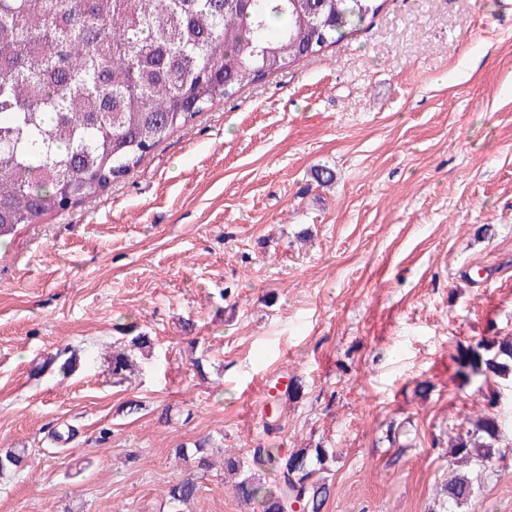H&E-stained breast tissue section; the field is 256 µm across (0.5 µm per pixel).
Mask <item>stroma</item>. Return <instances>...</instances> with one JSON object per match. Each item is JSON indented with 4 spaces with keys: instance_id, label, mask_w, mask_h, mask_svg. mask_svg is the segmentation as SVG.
I'll return each mask as SVG.
<instances>
[{
    "instance_id": "1",
    "label": "stroma",
    "mask_w": 512,
    "mask_h": 512,
    "mask_svg": "<svg viewBox=\"0 0 512 512\" xmlns=\"http://www.w3.org/2000/svg\"><path fill=\"white\" fill-rule=\"evenodd\" d=\"M334 179L317 186L314 171ZM150 355L112 376L138 334ZM512 336V0H386L0 254V512H169L203 438L327 448L324 512H441ZM74 357L72 370L52 365ZM298 384L271 403L266 386ZM279 427L266 428L268 416ZM455 512H512V459ZM181 512H252L216 462ZM462 365L469 368L467 376H479L485 380L491 377L506 380L512 375V336H504L492 342L479 341L469 349ZM507 377V378H506Z\"/></svg>"
}]
</instances>
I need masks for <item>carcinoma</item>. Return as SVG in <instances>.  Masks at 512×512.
<instances>
[{"mask_svg":"<svg viewBox=\"0 0 512 512\" xmlns=\"http://www.w3.org/2000/svg\"><path fill=\"white\" fill-rule=\"evenodd\" d=\"M384 0H0V245L23 224L101 195L158 144L209 106L267 75L321 54L380 12ZM462 365L486 380L512 375V336L469 349ZM131 352L112 354V376L132 372ZM505 434L486 415L457 433L450 457L482 465L502 456ZM207 439L176 455L210 468ZM232 493L259 512L299 503L323 512L330 485L317 473L325 448L283 453L262 443L252 465L224 451ZM25 449L0 454V470ZM285 481L269 487L256 470ZM188 476L168 491L173 512L199 496ZM476 493L465 474L440 488L453 512Z\"/></svg>","mask_w":512,"mask_h":512,"instance_id":"carcinoma-1","label":"carcinoma"}]
</instances>
